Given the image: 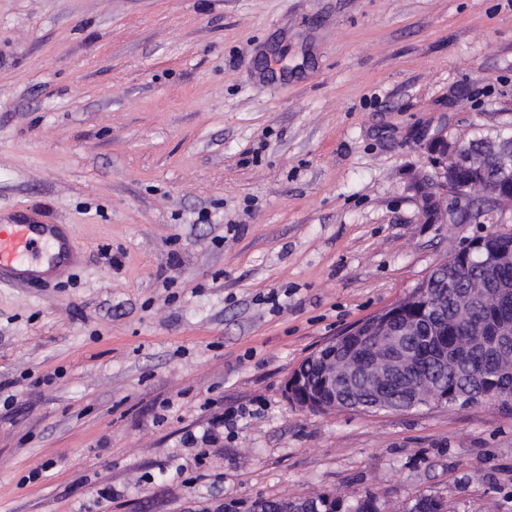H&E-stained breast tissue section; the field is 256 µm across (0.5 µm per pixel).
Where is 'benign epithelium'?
Wrapping results in <instances>:
<instances>
[{"label": "benign epithelium", "instance_id": "7a95c632", "mask_svg": "<svg viewBox=\"0 0 512 512\" xmlns=\"http://www.w3.org/2000/svg\"><path fill=\"white\" fill-rule=\"evenodd\" d=\"M427 158L428 170L419 173L410 189L420 203L423 218L429 224L455 222L457 216L468 215L477 224H509L500 205L512 200V137L486 142L478 151L463 148L439 133L420 144ZM494 162L503 171L496 182L484 180L489 163ZM472 171L463 179L458 172ZM487 236H477L448 260L433 267L430 280L416 288L408 297L381 309L369 317L343 329L338 336L303 359L288 375L284 391L288 400L318 413L348 410L360 414H377L381 410L410 409L417 405H448L470 402L466 390H450L448 386L431 379L412 376L415 350L407 338L419 330L421 315L434 305L430 289L439 286L452 288L458 273L467 266V260L481 258L489 272L503 265H512V247L489 250ZM512 301L503 290H491L484 281L474 279L466 290L456 295V311L466 313L479 303L493 314L495 321L480 328L462 341L481 343L495 353V373L504 380L512 378V319L501 314L502 307ZM318 364L323 371L318 384L308 378L309 367ZM395 379L405 380L404 396H391L387 384ZM480 396L512 402V386L501 383L493 390L483 388ZM243 506L247 512H267V503L255 499L240 504L224 502L213 512H232ZM280 512H353L345 501L334 494L285 499Z\"/></svg>", "mask_w": 512, "mask_h": 512}]
</instances>
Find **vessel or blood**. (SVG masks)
<instances>
[{
  "label": "vessel or blood",
  "instance_id": "1",
  "mask_svg": "<svg viewBox=\"0 0 512 512\" xmlns=\"http://www.w3.org/2000/svg\"><path fill=\"white\" fill-rule=\"evenodd\" d=\"M76 261L61 225L0 224V286L45 283Z\"/></svg>",
  "mask_w": 512,
  "mask_h": 512
}]
</instances>
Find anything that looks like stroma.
I'll return each mask as SVG.
<instances>
[{
    "label": "stroma",
    "instance_id": "obj_1",
    "mask_svg": "<svg viewBox=\"0 0 512 512\" xmlns=\"http://www.w3.org/2000/svg\"><path fill=\"white\" fill-rule=\"evenodd\" d=\"M502 130L512 0H0V222L65 225L80 256L0 288V512H512V409L284 391L492 232L426 223L407 184L423 139ZM209 429L195 464L183 436ZM345 501L334 494L284 499L278 512H354Z\"/></svg>",
    "mask_w": 512,
    "mask_h": 512
}]
</instances>
